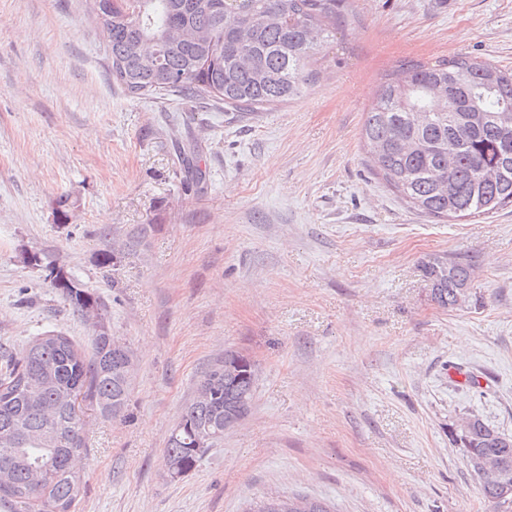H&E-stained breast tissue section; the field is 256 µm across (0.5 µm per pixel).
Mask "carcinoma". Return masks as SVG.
<instances>
[{
  "label": "carcinoma",
  "instance_id": "1",
  "mask_svg": "<svg viewBox=\"0 0 512 512\" xmlns=\"http://www.w3.org/2000/svg\"><path fill=\"white\" fill-rule=\"evenodd\" d=\"M84 0L85 12L108 41L112 81L131 98L179 92L189 100L245 111L265 110L302 97L315 76L318 34L336 28L350 0ZM204 29L210 40H166L176 29ZM162 54L159 68L149 61ZM512 68L460 54L423 63L403 59L381 79L366 112L362 137L372 170L410 207L435 221L477 217L512 206ZM23 262L44 265L46 278L76 312L100 298L72 287L64 267L35 253ZM471 261L433 254L420 272L438 307L454 309L456 289L471 282ZM86 353L71 337L47 331L24 346L0 353V468L13 472L0 487L10 512H73L84 483L75 462L87 454L85 422L72 396L106 417L123 414L131 380L127 350L113 337L94 334ZM224 357L200 375L211 391L207 402L191 400L167 441L164 465L191 469L200 459L194 435L224 441V417L250 412L256 378H224ZM459 438L469 467L497 457L499 484L480 482L484 500L512 504V435L472 415ZM262 497L247 512H291L287 501Z\"/></svg>",
  "mask_w": 512,
  "mask_h": 512
}]
</instances>
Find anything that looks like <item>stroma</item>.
Returning a JSON list of instances; mask_svg holds the SVG:
<instances>
[{
    "label": "stroma",
    "instance_id": "35a3bbf8",
    "mask_svg": "<svg viewBox=\"0 0 512 512\" xmlns=\"http://www.w3.org/2000/svg\"><path fill=\"white\" fill-rule=\"evenodd\" d=\"M459 54L512 67V0H353L307 93L250 113L129 97L82 0H0V345L56 330L91 346L28 251L100 297L136 360L126 416L85 409L78 512H246L270 492L494 512L449 429L478 414L512 434V206L437 223L361 139L392 66ZM181 143L204 174L190 191ZM443 252L474 265L448 311L419 271ZM228 349L256 365L252 408L170 480L168 437Z\"/></svg>",
    "mask_w": 512,
    "mask_h": 512
}]
</instances>
